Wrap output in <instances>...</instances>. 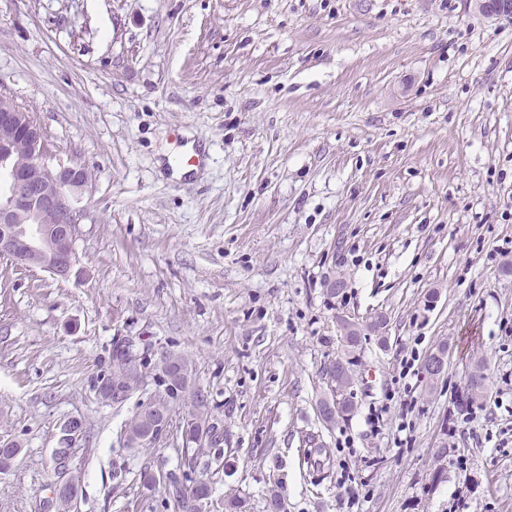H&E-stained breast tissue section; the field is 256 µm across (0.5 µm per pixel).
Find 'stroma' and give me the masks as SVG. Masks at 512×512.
I'll return each instance as SVG.
<instances>
[{"mask_svg":"<svg viewBox=\"0 0 512 512\" xmlns=\"http://www.w3.org/2000/svg\"><path fill=\"white\" fill-rule=\"evenodd\" d=\"M0 94L92 175L81 278L0 261V440L19 448L0 512H48L67 420L74 512H173L140 475L175 470L180 439L120 442L164 385L97 396L121 340L192 361L224 435L195 472L212 512L231 495L268 512L273 486L284 512H512V18L471 0H0ZM185 143L206 161L177 178ZM378 315L383 334L345 346L340 317ZM339 359L354 410L327 423ZM478 363L487 396L460 405ZM348 364V362H344L343 360L339 359L332 364V366L329 368V371L327 372L329 380L331 381L330 386L332 387L333 392L332 402H336V399H334L336 394L342 393L341 395H344V392H347V390L350 389L353 378Z\"/></svg>","mask_w":512,"mask_h":512,"instance_id":"35a3bbf8","label":"stroma"}]
</instances>
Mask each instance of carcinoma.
I'll list each match as a JSON object with an SVG mask.
<instances>
[{
    "instance_id": "1",
    "label": "carcinoma",
    "mask_w": 512,
    "mask_h": 512,
    "mask_svg": "<svg viewBox=\"0 0 512 512\" xmlns=\"http://www.w3.org/2000/svg\"><path fill=\"white\" fill-rule=\"evenodd\" d=\"M161 358L177 363L183 370V378L175 387L166 390L167 397L159 398L153 403H148L131 420L125 424L123 440L128 448L148 446L156 441L151 435L155 421L153 410L170 415L169 400L182 398L189 404L188 418L181 419L177 427L182 440V448L179 455V474H170L168 482V496L173 503L175 512H186V504L195 496L209 494L207 485L202 481L190 478L198 467L199 461L210 455L211 450L220 445L219 440L213 438L216 426L213 425L215 415L210 406L207 392L198 386L194 379L191 361L179 354L166 352ZM112 373L109 380L122 381L125 388L133 389L143 381V374L150 363L135 357L128 346L118 342L112 352ZM329 380L333 394L344 393L352 384V372L348 363L339 359L329 368ZM467 390L470 398L474 399L485 391V376L482 368L477 366L469 374Z\"/></svg>"
}]
</instances>
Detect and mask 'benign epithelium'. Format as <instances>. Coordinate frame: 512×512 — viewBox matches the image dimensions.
Returning a JSON list of instances; mask_svg holds the SVG:
<instances>
[{
	"label": "benign epithelium",
	"instance_id": "obj_1",
	"mask_svg": "<svg viewBox=\"0 0 512 512\" xmlns=\"http://www.w3.org/2000/svg\"><path fill=\"white\" fill-rule=\"evenodd\" d=\"M488 18L512 17V0H474ZM0 172L7 185L0 194V258L17 270L39 268L54 279L78 278L76 242L88 217L86 167L50 162L44 133L34 116L20 108L0 111ZM73 450L53 455L63 482L56 488L58 510H69Z\"/></svg>",
	"mask_w": 512,
	"mask_h": 512
}]
</instances>
